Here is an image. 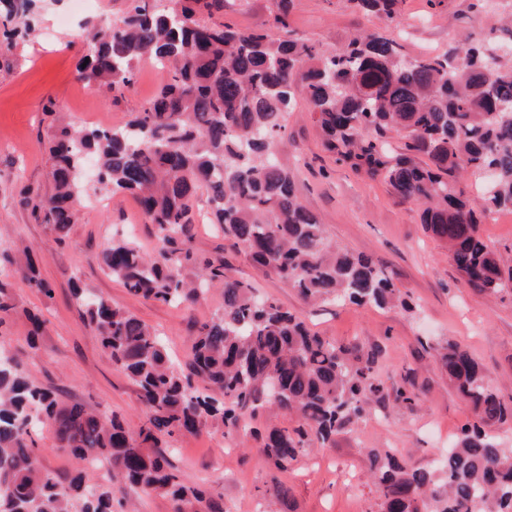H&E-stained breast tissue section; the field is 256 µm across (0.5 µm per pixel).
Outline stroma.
I'll return each mask as SVG.
<instances>
[{"instance_id":"35a3bbf8","label":"stroma","mask_w":512,"mask_h":512,"mask_svg":"<svg viewBox=\"0 0 512 512\" xmlns=\"http://www.w3.org/2000/svg\"><path fill=\"white\" fill-rule=\"evenodd\" d=\"M274 6V0H224L218 17L240 29L262 30ZM126 9L127 0H93L82 12L75 0H34L29 37L13 54L0 57V248L17 255L31 247L41 276L54 290L53 298H45L22 284L11 268L0 270L16 304L7 326L0 328V351L19 356L37 384L66 401L119 414L134 432L146 414L138 388L113 366L72 294L73 283L158 329L181 362L200 323L222 311L220 291L176 307L131 295L103 272L99 254L113 237L130 236L149 253L158 246L153 225L131 195H108L97 209L80 206L78 222L61 245L20 204L23 190L51 188L46 141L57 116L80 127L113 126L154 96L160 73L148 61L139 64L135 83L119 96L85 84L78 75L86 22L109 27ZM511 14L512 0H439L435 5L406 0L402 17L387 22L353 12L347 0H292L289 22L298 36L325 49L340 48L355 33L376 31L395 39L405 54L422 56L450 52L464 38L492 43ZM283 160L295 174L300 201L319 217L329 241L390 274L406 306L304 302L283 281L253 265L216 224L195 226L193 248L223 255L229 276L296 311L320 335L379 347V378L389 388L406 386L418 394L420 405L413 411L372 407L333 444H311L285 473L273 472L250 435L228 436L222 426L211 424L200 433L169 439V460L221 495L226 512H278L280 490L292 512H378L379 494L369 478L371 452L387 449L410 468H427L471 420L432 349L435 342L450 340L466 348L492 390L512 401V295L491 298L467 288L442 243L426 231L419 204L396 196L384 181L337 163L306 102H299L288 119ZM32 311L44 321L33 348L27 344Z\"/></svg>"}]
</instances>
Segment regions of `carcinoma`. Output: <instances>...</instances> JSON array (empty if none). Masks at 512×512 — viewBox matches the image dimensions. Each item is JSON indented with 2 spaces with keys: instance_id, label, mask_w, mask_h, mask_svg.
Instances as JSON below:
<instances>
[{
  "instance_id": "carcinoma-1",
  "label": "carcinoma",
  "mask_w": 512,
  "mask_h": 512,
  "mask_svg": "<svg viewBox=\"0 0 512 512\" xmlns=\"http://www.w3.org/2000/svg\"><path fill=\"white\" fill-rule=\"evenodd\" d=\"M128 0L122 25L92 27L79 78L120 91L135 64L151 60L162 79L140 112L109 129L60 124L49 139L53 191L23 198L31 214L63 241L76 203L89 191L134 195L159 241L150 256L114 238L100 254L103 271L128 293L167 304H193L218 285L224 311L198 327L191 355L174 360L165 337L103 296L76 289L112 363L138 386L146 420L132 433L116 415L68 403L33 382L22 361H0V512H112V486L85 471L49 469L34 434L43 421L57 449L92 458L146 494L169 498L172 512H224L223 498L180 475L159 448L161 438L248 430L263 412L295 415L290 430H248L284 473L315 440L325 447L384 401L379 350L336 344L312 331L275 299L227 274L221 257L190 248L194 199L206 190L215 223L252 260L306 301H349L385 308L400 300L391 278L370 259L336 249L316 214L299 201L294 174L279 158L288 116L301 93L336 160L399 197L422 205V223L448 246L469 288L496 296L512 288V266L479 233L490 215L512 210V29L498 45L460 43L454 53L408 59L378 32L325 50L288 24L291 0H275L270 29L245 31L209 17L224 0ZM366 16L393 20L404 0H348ZM32 0H0V55L29 32ZM392 132L402 151L390 148ZM478 176L471 199L461 178ZM197 270L189 283L182 269ZM31 290L52 288L31 259L17 269ZM0 281V327L15 308ZM448 380L474 423L435 469H410L394 455L370 457L380 512H512V451L486 429L512 421V402L489 387L483 369L460 344L436 347ZM279 384L278 397L270 385Z\"/></svg>"
}]
</instances>
